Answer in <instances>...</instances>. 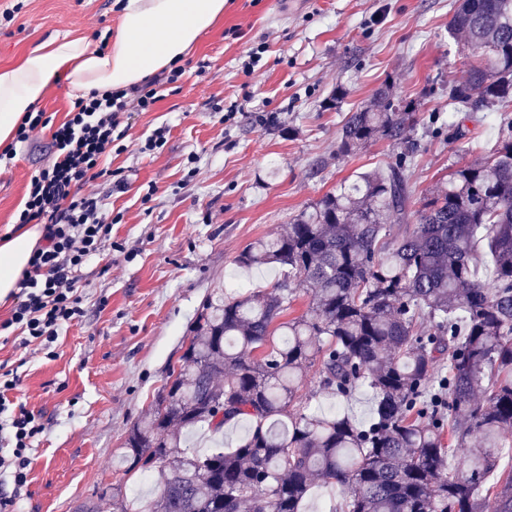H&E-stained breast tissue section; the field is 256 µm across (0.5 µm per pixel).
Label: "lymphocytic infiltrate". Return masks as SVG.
I'll return each instance as SVG.
<instances>
[{
	"label": "lymphocytic infiltrate",
	"mask_w": 512,
	"mask_h": 512,
	"mask_svg": "<svg viewBox=\"0 0 512 512\" xmlns=\"http://www.w3.org/2000/svg\"><path fill=\"white\" fill-rule=\"evenodd\" d=\"M127 110L121 93L95 92L76 100L53 130L54 162L32 176L15 214L16 224L42 225L43 243L16 283V303L6 324L16 327L20 346H36L48 360L58 356L64 327L84 316L79 273L112 234L101 199L78 195L76 189L104 174L103 160L120 138ZM18 382L13 371L0 367V476L13 486L11 494H0V512H15L16 498L28 483L34 444L45 430L41 415L15 400Z\"/></svg>",
	"instance_id": "1"
}]
</instances>
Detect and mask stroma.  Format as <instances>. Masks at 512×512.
I'll return each instance as SVG.
<instances>
[{"label": "stroma", "mask_w": 512, "mask_h": 512, "mask_svg": "<svg viewBox=\"0 0 512 512\" xmlns=\"http://www.w3.org/2000/svg\"><path fill=\"white\" fill-rule=\"evenodd\" d=\"M112 2L0 0V12L17 9L13 20L0 15V66L53 36L108 34L117 24ZM456 6L227 0L153 109L123 115L108 175L81 188L120 218L111 244L80 273L84 317L63 329L53 360L0 340V363L20 378L18 402L45 424L18 512H112L103 488L157 492V482L113 466L128 428L166 382L208 298L272 289L276 269H242L240 252L351 176L395 159L382 140L336 152L345 116L377 89L391 85L418 125L437 127L420 138L412 162L416 199L446 185L453 165L496 145L512 106L465 120L448 100L449 80H465L473 62L448 35ZM252 49L262 52L254 66ZM72 105L52 91L41 106L49 126L0 163V237L16 231L27 185L54 160L53 128ZM452 121L465 125L468 154L451 138ZM161 126L164 145L144 150Z\"/></svg>", "instance_id": "35a3bbf8"}]
</instances>
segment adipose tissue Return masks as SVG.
Returning a JSON list of instances; mask_svg holds the SVG:
<instances>
[{"label":"adipose tissue","mask_w":512,"mask_h":512,"mask_svg":"<svg viewBox=\"0 0 512 512\" xmlns=\"http://www.w3.org/2000/svg\"><path fill=\"white\" fill-rule=\"evenodd\" d=\"M226 0H115L113 35L99 45L72 33L28 48L0 67V146L26 113L39 111L55 82L66 95L126 91L183 59L224 16ZM39 238L26 227L0 238V302L9 297Z\"/></svg>","instance_id":"adipose-tissue-1"}]
</instances>
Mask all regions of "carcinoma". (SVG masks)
Returning a JSON list of instances; mask_svg holds the SVG:
<instances>
[{
	"label": "carcinoma",
	"mask_w": 512,
	"mask_h": 512,
	"mask_svg": "<svg viewBox=\"0 0 512 512\" xmlns=\"http://www.w3.org/2000/svg\"><path fill=\"white\" fill-rule=\"evenodd\" d=\"M448 33L479 61L448 86L451 104L512 103V0H461ZM415 130L388 85L348 113L336 153L377 140L401 151L243 249L241 265L274 264L280 278L206 301L117 457L157 474L159 494L141 511L114 488L113 512H302L317 478L341 491L332 512H512V470H499L512 430V121L417 209ZM304 288L308 311L280 321ZM311 367L317 389L299 400ZM360 387L367 425L311 405ZM243 420L250 432L231 451L183 447L188 428ZM448 440L464 449L459 467Z\"/></svg>",
	"instance_id": "carcinoma-1"
}]
</instances>
